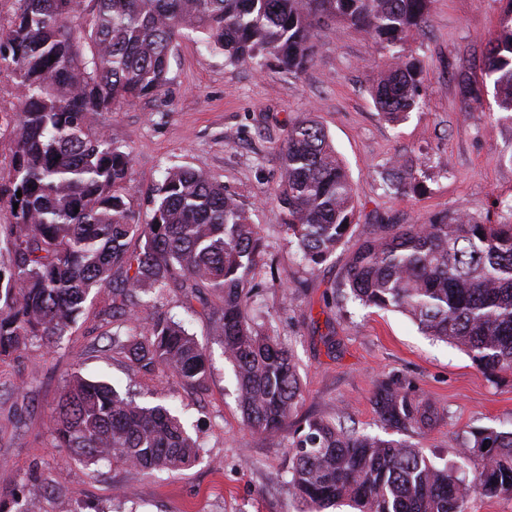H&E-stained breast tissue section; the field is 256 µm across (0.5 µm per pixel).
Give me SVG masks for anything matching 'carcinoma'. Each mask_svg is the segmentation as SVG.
Returning <instances> with one entry per match:
<instances>
[{
    "mask_svg": "<svg viewBox=\"0 0 512 512\" xmlns=\"http://www.w3.org/2000/svg\"><path fill=\"white\" fill-rule=\"evenodd\" d=\"M433 0H13L0 22V72L21 93L13 162L0 174V360L33 340L58 346L88 295L121 273L112 312L129 326L112 347L147 373L200 386L205 348L164 317L166 293L181 292L213 321L233 365L247 427L276 435L288 425L302 384L280 336L245 314L263 269L264 243L251 210L224 184L189 166L166 169L149 221L131 204V158L91 127L95 115L156 96L169 81L179 41L258 69L273 61L298 74L314 60L328 24L353 27L389 50L372 80L375 107L399 123L423 104L418 62L404 56ZM500 111L512 118V0L481 61ZM283 229L313 270L348 237L357 217L353 183L330 137L313 119L292 125L280 149ZM385 192L418 193V166L396 159L380 171ZM22 197H17V192ZM18 207H13V204ZM79 212H74V209ZM140 241L129 250V240ZM341 287L368 308L407 316L426 335L463 350L485 371H512V223L459 215L428 224H381L352 253ZM383 422L424 430L431 402L388 382L376 393ZM59 448L87 465L109 458L151 471L194 462L201 444L162 404L145 405L107 383L73 375L50 421ZM290 480L302 512L341 503L355 512H465L469 490L512 494V432L472 434L460 457L484 450L462 485L454 464L438 467L406 441L341 421L308 418L290 432Z\"/></svg>",
    "mask_w": 512,
    "mask_h": 512,
    "instance_id": "1",
    "label": "carcinoma"
}]
</instances>
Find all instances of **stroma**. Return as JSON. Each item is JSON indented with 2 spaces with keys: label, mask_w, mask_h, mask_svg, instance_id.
<instances>
[{
  "label": "stroma",
  "mask_w": 512,
  "mask_h": 512,
  "mask_svg": "<svg viewBox=\"0 0 512 512\" xmlns=\"http://www.w3.org/2000/svg\"><path fill=\"white\" fill-rule=\"evenodd\" d=\"M503 0H434L425 27L404 45L423 70L425 105L399 124L376 110L371 84L387 49L338 25L318 37L311 66L299 74L275 64L254 69L180 41L169 82L154 97L94 117V129L121 143L132 158L130 194L141 217L164 171L188 165L208 172L254 209L273 275L258 280L248 316L272 327L289 346L302 382L293 421L336 418L385 439L416 444L436 465L456 461L471 434L512 431V373L479 369L463 351L432 341L398 312L364 308L340 298L352 252L380 224H426L437 217L489 214L512 220V121L503 119L479 65L498 32ZM468 73L477 96L463 98L457 76ZM20 94L0 73V170L13 160L11 134ZM325 128L345 160L358 214L345 242L317 270L303 269L281 230L277 199L280 146L304 116ZM393 158L415 159L426 186L421 196H394L377 175ZM111 289L89 295L84 312L55 348L31 342L0 362V501L21 512L41 493L42 512H300L288 490L292 450L287 435L259 437L246 428L236 381L207 318L171 294L165 312L206 347L203 386L132 367L113 350L118 321L109 317ZM74 374L165 402L202 445L199 459L174 474H150L115 461L84 465L56 447L49 422ZM432 399L439 421L424 432L395 430L378 415L379 381Z\"/></svg>",
  "instance_id": "35a3bbf8"
}]
</instances>
